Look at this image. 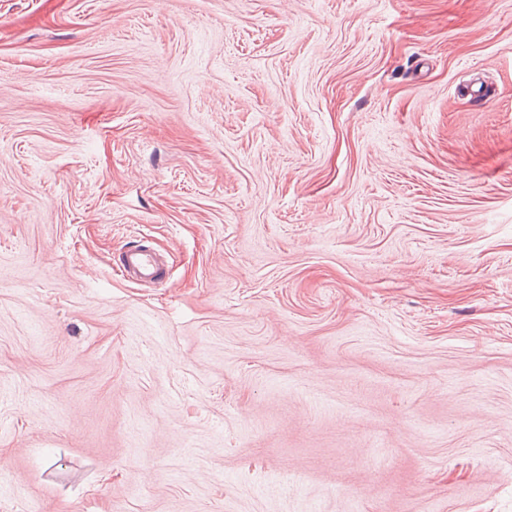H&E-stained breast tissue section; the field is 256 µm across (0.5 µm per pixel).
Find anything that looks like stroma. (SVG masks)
I'll list each match as a JSON object with an SVG mask.
<instances>
[{
	"mask_svg": "<svg viewBox=\"0 0 512 512\" xmlns=\"http://www.w3.org/2000/svg\"><path fill=\"white\" fill-rule=\"evenodd\" d=\"M0 455V512H512V0H0ZM121 269L139 282L152 283L164 275V265L152 251L130 248L122 256Z\"/></svg>",
	"mask_w": 512,
	"mask_h": 512,
	"instance_id": "stroma-1",
	"label": "stroma"
}]
</instances>
